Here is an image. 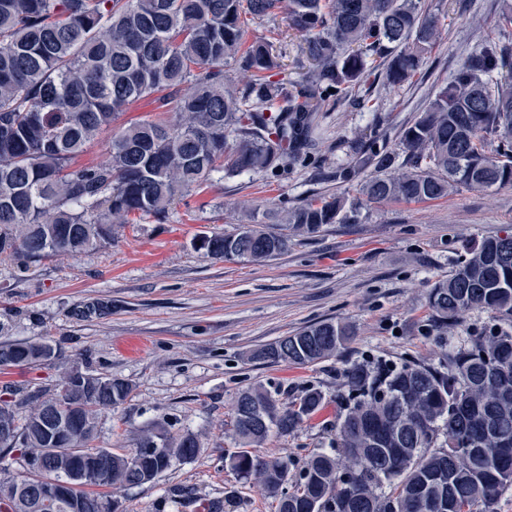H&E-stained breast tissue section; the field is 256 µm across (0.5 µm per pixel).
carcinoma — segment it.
Masks as SVG:
<instances>
[{"label": "carcinoma", "mask_w": 512, "mask_h": 512, "mask_svg": "<svg viewBox=\"0 0 512 512\" xmlns=\"http://www.w3.org/2000/svg\"><path fill=\"white\" fill-rule=\"evenodd\" d=\"M278 18L303 37L309 63L300 80L274 79L272 46H244L242 15ZM441 39L438 19L420 0H0V263L80 256L112 242L116 224L167 218L175 202L216 174L286 171L311 154L322 106L341 103L364 83L368 59L386 63L399 86L419 72ZM233 60L249 75L226 79ZM150 99L174 118L114 128L121 113ZM113 130L109 156L78 157ZM498 140L496 154L485 146ZM375 173L361 182L373 203L432 201L459 186L484 190L512 184V48L486 41L465 58L448 85L400 136L399 151L362 145ZM349 218L346 198L322 196L280 214L287 230L313 234ZM196 250L222 260L273 259L290 238L260 224L195 237ZM429 306L442 323L472 309L512 322V234L491 237L431 288ZM352 340L343 323L321 322L250 353L256 361L317 364ZM47 341H0V368L50 365ZM55 349V348H53ZM55 349L54 360H59ZM78 366L63 371L56 392L39 391L20 418L14 390H0V415L16 433L6 443L24 462L44 460L40 474L10 482L34 485L18 503L0 498V512H71L44 486L86 472L72 491L78 512H118L115 501L84 486L124 487L153 481L175 459L198 450L193 435L172 441L158 430L123 454L84 451L101 414L122 404L128 382ZM354 406L336 425L344 460L313 454L293 491V462L255 452L286 436L314 412L322 393L309 389L283 407L264 388L235 400L237 451L229 463L278 499L277 512H495L512 485V327L469 337L448 350L446 365L356 364L346 370ZM58 406L70 438L51 442L41 427ZM69 460L62 469L57 460Z\"/></svg>", "instance_id": "cac0c4a2"}]
</instances>
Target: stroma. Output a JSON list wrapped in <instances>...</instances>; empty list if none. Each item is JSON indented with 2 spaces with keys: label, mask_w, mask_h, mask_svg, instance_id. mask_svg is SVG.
Wrapping results in <instances>:
<instances>
[{
  "label": "stroma",
  "mask_w": 512,
  "mask_h": 512,
  "mask_svg": "<svg viewBox=\"0 0 512 512\" xmlns=\"http://www.w3.org/2000/svg\"><path fill=\"white\" fill-rule=\"evenodd\" d=\"M421 4L437 15L442 36L420 73L393 88L376 69L364 83V105H326L307 163L214 182L177 202L163 221L116 225L111 245L77 258L0 264V322L10 339L50 340L61 348L64 366L131 384L128 399L100 416L95 447L128 452L158 424L169 436L191 432L201 441L193 459L173 462L153 482L113 491L120 512H197L203 503L207 512H276L274 498L224 462L236 448L233 404L240 392L260 385L287 404L303 390L321 391L317 412L260 449L300 468L313 453L338 446L349 365L437 366L449 348L497 324L495 315L471 310L438 329L428 294L469 249L512 227V185L367 205L354 221L294 238L286 253L263 263L214 260L192 245L199 233L240 224L243 201L292 208L318 196H357L358 181L334 176L353 163L356 136L395 145L468 52L486 39L512 40V30L496 25L501 0ZM244 30L245 42L273 43L283 78L299 79L298 33L281 21L249 20ZM92 303L107 305V313L81 316ZM329 319L354 331L339 356L307 367L249 357L260 345ZM59 374L54 367H13L0 370V386L29 395L53 389Z\"/></svg>",
  "instance_id": "1"
}]
</instances>
